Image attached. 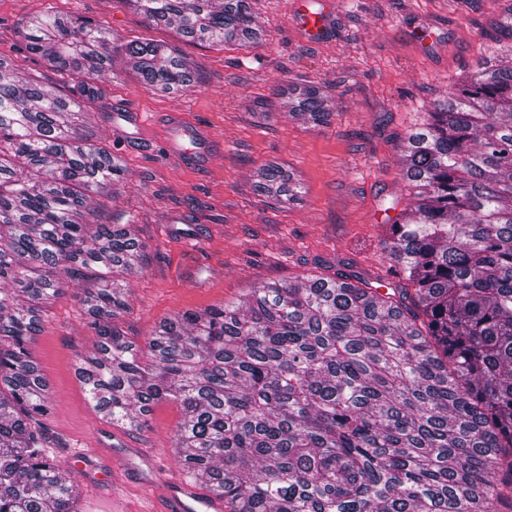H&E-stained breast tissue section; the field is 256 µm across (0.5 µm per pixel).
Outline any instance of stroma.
<instances>
[{
    "mask_svg": "<svg viewBox=\"0 0 512 512\" xmlns=\"http://www.w3.org/2000/svg\"><path fill=\"white\" fill-rule=\"evenodd\" d=\"M260 29L247 47L184 40L147 21L122 0H0V60L19 78L64 88L42 68L21 30L42 13L102 24L106 39L175 45L194 87L150 90L123 58L112 65V93L95 106L97 132L108 138L125 173L102 224H134L145 246L123 281L130 310L119 321L143 343L165 319L237 302L265 282L357 277L387 290L384 228L407 202L401 140L421 113L473 70L498 40L512 35V10L499 0H351L326 9L325 34L305 39L294 0H248ZM317 87L329 113L315 124L291 104ZM141 113L135 137L118 141L121 113ZM208 127L209 163L169 155L171 113ZM289 175L294 200L262 190L266 168ZM82 289H63L29 344L49 385L44 421L66 444L81 436L121 437L125 447L171 448L186 419L179 401L154 405L144 431L107 422L85 394L74 366L93 355L98 337L82 310Z\"/></svg>",
    "mask_w": 512,
    "mask_h": 512,
    "instance_id": "35a3bbf8",
    "label": "stroma"
}]
</instances>
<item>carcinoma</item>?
<instances>
[{
    "instance_id": "cac0c4a2",
    "label": "carcinoma",
    "mask_w": 512,
    "mask_h": 512,
    "mask_svg": "<svg viewBox=\"0 0 512 512\" xmlns=\"http://www.w3.org/2000/svg\"><path fill=\"white\" fill-rule=\"evenodd\" d=\"M183 38L253 43L247 0H126ZM102 26L46 13L21 32L69 94L0 61V512H78L67 464L36 416L48 386L31 359L48 301L68 283L99 337L77 373L114 425L148 427L152 406L188 415L177 461L226 512H512V65L489 61L406 132L411 201L387 229L382 295L349 279L269 282L240 304L164 321L146 349L115 325L118 276L144 246L100 224L123 168L80 101L103 97L116 56L147 85L196 83L165 44L108 47ZM300 114L325 120L310 88ZM276 200L287 178L266 169Z\"/></svg>"
}]
</instances>
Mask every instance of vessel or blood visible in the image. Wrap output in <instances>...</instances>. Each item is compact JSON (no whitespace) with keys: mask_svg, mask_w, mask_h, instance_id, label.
Listing matches in <instances>:
<instances>
[{"mask_svg":"<svg viewBox=\"0 0 512 512\" xmlns=\"http://www.w3.org/2000/svg\"><path fill=\"white\" fill-rule=\"evenodd\" d=\"M298 25L306 38H319L325 30L326 13L300 0ZM173 126L177 134L189 139L190 145L185 148L171 144V153L179 158H196L207 140L205 127H187L178 120ZM104 446V441L96 438L89 449L73 451L71 468L90 467L93 459L101 457ZM134 454L149 472L146 490L131 493L124 465L120 459H113L100 485L87 484L79 489L81 498L91 503L95 512H223V499L201 484L168 478L170 449L138 448Z\"/></svg>","mask_w":512,"mask_h":512,"instance_id":"obj_1","label":"vessel or blood"}]
</instances>
